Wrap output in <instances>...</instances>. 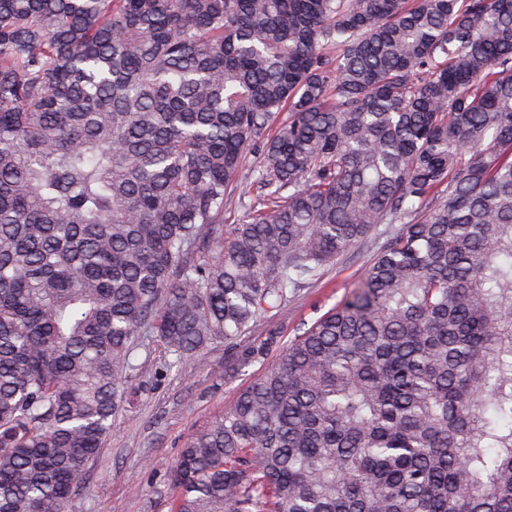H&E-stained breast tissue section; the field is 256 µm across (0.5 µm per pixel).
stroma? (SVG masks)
<instances>
[{"mask_svg": "<svg viewBox=\"0 0 512 512\" xmlns=\"http://www.w3.org/2000/svg\"><path fill=\"white\" fill-rule=\"evenodd\" d=\"M373 254L369 247L351 251L289 298L277 316L283 338H293L300 324L323 315L362 281ZM224 358L223 344L215 343L183 370L168 372L164 366L170 356L161 342L137 350L128 400L69 512H169L167 474L184 441L261 371L256 365L225 380Z\"/></svg>", "mask_w": 512, "mask_h": 512, "instance_id": "stroma-1", "label": "stroma"}]
</instances>
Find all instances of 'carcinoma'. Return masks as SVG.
I'll return each mask as SVG.
<instances>
[{
    "mask_svg": "<svg viewBox=\"0 0 512 512\" xmlns=\"http://www.w3.org/2000/svg\"><path fill=\"white\" fill-rule=\"evenodd\" d=\"M149 336L277 356L171 512H512V0H0V512H66ZM371 247H361L348 253L335 267L329 268L309 288L288 299V304L276 317L283 341L296 335L301 323H310L336 304L353 284L363 280L373 258Z\"/></svg>",
    "mask_w": 512,
    "mask_h": 512,
    "instance_id": "obj_1",
    "label": "carcinoma"
}]
</instances>
